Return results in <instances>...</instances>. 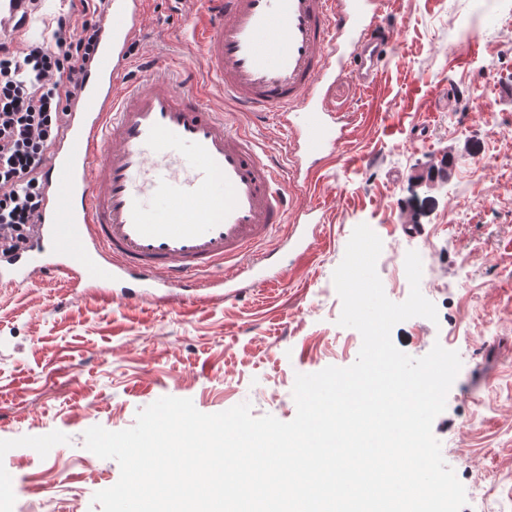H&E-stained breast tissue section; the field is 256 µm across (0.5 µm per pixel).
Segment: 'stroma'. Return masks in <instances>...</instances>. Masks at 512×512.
Listing matches in <instances>:
<instances>
[{
    "label": "stroma",
    "instance_id": "stroma-1",
    "mask_svg": "<svg viewBox=\"0 0 512 512\" xmlns=\"http://www.w3.org/2000/svg\"><path fill=\"white\" fill-rule=\"evenodd\" d=\"M399 26L377 84L337 82L336 108L354 121L337 159L308 196L323 223L311 255L289 261L268 246L277 282L224 299L126 302L72 294L57 275L0 288V512H102L96 492L119 479L116 461L85 446L95 425L134 426L164 396L206 414L249 403L255 417L296 415L295 376L347 367L362 337L339 326L333 273L354 228L381 239L377 272L400 303L397 258L434 255L420 282L437 321L397 324L392 340L414 358L434 344L462 366L432 431L465 487L462 512H512V0H384ZM198 0H148L132 58H176L201 71L187 19ZM80 0H38L11 48L49 39ZM482 151L485 169L454 163Z\"/></svg>",
    "mask_w": 512,
    "mask_h": 512
}]
</instances>
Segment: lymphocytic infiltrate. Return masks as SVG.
I'll use <instances>...</instances> for the list:
<instances>
[{"label":"lymphocytic infiltrate","mask_w":512,"mask_h":512,"mask_svg":"<svg viewBox=\"0 0 512 512\" xmlns=\"http://www.w3.org/2000/svg\"><path fill=\"white\" fill-rule=\"evenodd\" d=\"M99 35L95 20L74 31L61 18L50 39L18 50L0 44V241L8 248L25 245L36 222L49 148L95 59Z\"/></svg>","instance_id":"f902f5d3"}]
</instances>
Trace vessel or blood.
<instances>
[{
	"label": "vessel or blood",
	"mask_w": 512,
	"mask_h": 512,
	"mask_svg": "<svg viewBox=\"0 0 512 512\" xmlns=\"http://www.w3.org/2000/svg\"><path fill=\"white\" fill-rule=\"evenodd\" d=\"M144 5L106 0L98 60L43 169L34 241L0 252V288L55 273L104 298H232L241 281L267 283L261 246L277 229L297 257L309 255L321 208L303 196L351 126L325 88L346 74L376 84L395 34L382 0H203L192 36L231 112L174 66L128 80ZM244 116L285 131L292 185ZM157 195L159 211L148 204Z\"/></svg>",
	"instance_id": "vessel-or-blood-1"
}]
</instances>
